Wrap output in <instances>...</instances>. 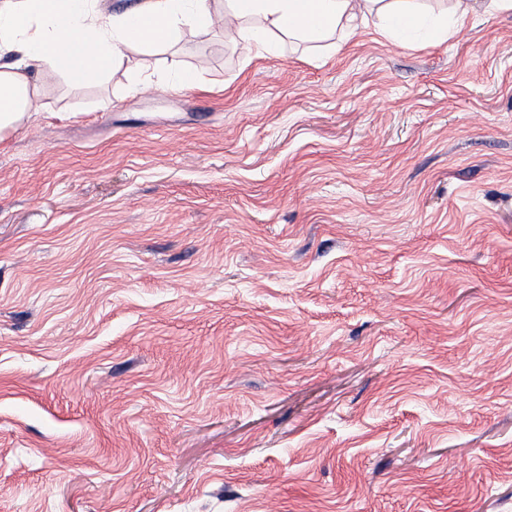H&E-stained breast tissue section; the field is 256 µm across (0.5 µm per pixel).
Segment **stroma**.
<instances>
[{"label":"stroma","instance_id":"obj_1","mask_svg":"<svg viewBox=\"0 0 512 512\" xmlns=\"http://www.w3.org/2000/svg\"><path fill=\"white\" fill-rule=\"evenodd\" d=\"M273 43L0 134V512H512V12Z\"/></svg>","mask_w":512,"mask_h":512}]
</instances>
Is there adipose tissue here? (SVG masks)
<instances>
[{"mask_svg":"<svg viewBox=\"0 0 512 512\" xmlns=\"http://www.w3.org/2000/svg\"><path fill=\"white\" fill-rule=\"evenodd\" d=\"M417 10L416 0H142L134 10L106 14L99 0H0V132L39 109L36 72H61L76 86L108 78L131 45L167 41L182 23H220L226 36L265 53L274 33L349 38L375 21L397 40L413 27ZM478 11L510 12L512 0H455L436 18L437 34L464 26Z\"/></svg>","mask_w":512,"mask_h":512,"instance_id":"1","label":"adipose tissue"}]
</instances>
